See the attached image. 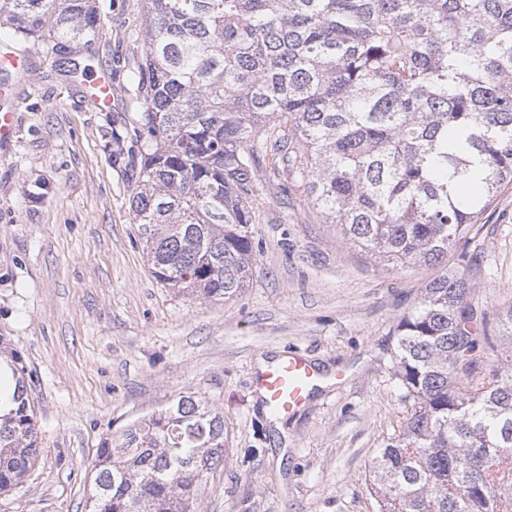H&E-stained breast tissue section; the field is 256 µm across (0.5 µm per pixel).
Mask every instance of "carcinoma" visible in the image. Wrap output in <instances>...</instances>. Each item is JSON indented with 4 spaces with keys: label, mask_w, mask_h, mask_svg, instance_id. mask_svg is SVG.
<instances>
[{
    "label": "carcinoma",
    "mask_w": 512,
    "mask_h": 512,
    "mask_svg": "<svg viewBox=\"0 0 512 512\" xmlns=\"http://www.w3.org/2000/svg\"><path fill=\"white\" fill-rule=\"evenodd\" d=\"M77 66L92 0H0V26ZM129 95L134 223L193 299L245 287L266 158L385 267L448 260L512 184V0H144ZM450 272L398 321L411 400L368 467L378 512H512V359ZM0 493L38 451L26 367L0 359ZM224 412L181 392L98 449L87 512H194Z\"/></svg>",
    "instance_id": "cac0c4a2"
}]
</instances>
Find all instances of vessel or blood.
I'll return each mask as SVG.
<instances>
[{
  "mask_svg": "<svg viewBox=\"0 0 512 512\" xmlns=\"http://www.w3.org/2000/svg\"><path fill=\"white\" fill-rule=\"evenodd\" d=\"M0 70L21 77L28 73V58L13 49L0 47ZM88 86L91 97L102 106L112 104V83L105 73L93 74ZM318 380L316 370L303 358L287 357L276 361L264 372L260 388L268 405L287 412L306 403Z\"/></svg>",
  "mask_w": 512,
  "mask_h": 512,
  "instance_id": "1",
  "label": "vessel or blood"
}]
</instances>
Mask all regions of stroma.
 Masks as SVG:
<instances>
[{"label": "stroma", "instance_id": "1", "mask_svg": "<svg viewBox=\"0 0 512 512\" xmlns=\"http://www.w3.org/2000/svg\"><path fill=\"white\" fill-rule=\"evenodd\" d=\"M94 2L101 34L77 59L110 74L111 110L40 42L12 43L30 56L25 77L0 73L18 106L0 147V340L27 369L39 432L36 462L0 494V512H84L103 441L182 391L223 410L228 437L196 512H377L368 464L411 409L391 363L395 327L448 270L489 317L512 308V189L447 264L392 269L270 180L246 288L228 302L178 296L152 276L130 206L126 90L143 0ZM295 354L326 379L296 411L271 414L256 379Z\"/></svg>", "mask_w": 512, "mask_h": 512}]
</instances>
